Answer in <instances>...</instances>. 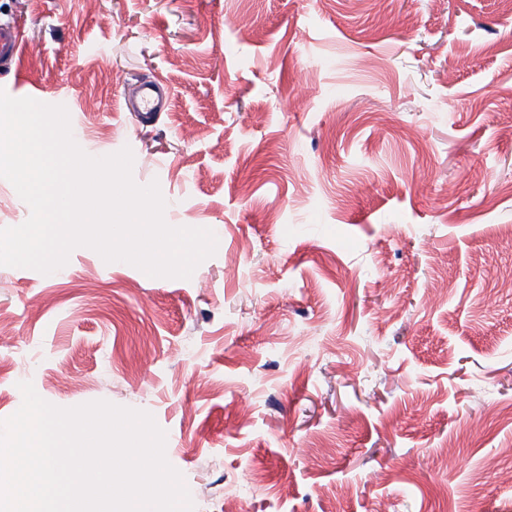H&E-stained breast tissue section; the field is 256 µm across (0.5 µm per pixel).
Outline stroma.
I'll return each mask as SVG.
<instances>
[{"instance_id": "35a3bbf8", "label": "stroma", "mask_w": 512, "mask_h": 512, "mask_svg": "<svg viewBox=\"0 0 512 512\" xmlns=\"http://www.w3.org/2000/svg\"><path fill=\"white\" fill-rule=\"evenodd\" d=\"M10 23L0 89L130 147L218 244L187 280L87 247L0 266V420L21 381L147 411L195 512H512L507 0H0ZM22 53V39L19 31L10 26L0 27V62L19 60ZM140 98L136 107L144 120H150L155 112L161 111L167 104L160 97L157 86L151 81H145L140 86Z\"/></svg>"}]
</instances>
